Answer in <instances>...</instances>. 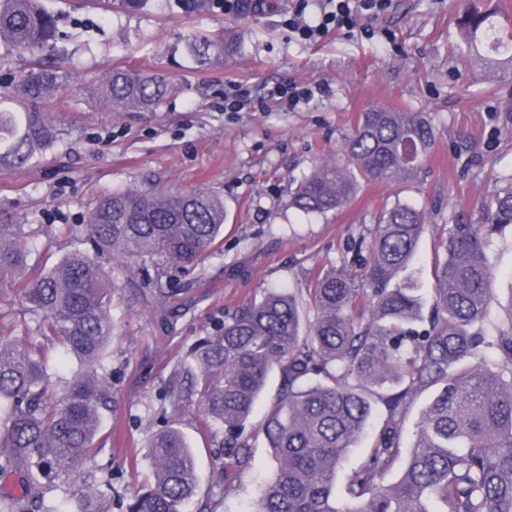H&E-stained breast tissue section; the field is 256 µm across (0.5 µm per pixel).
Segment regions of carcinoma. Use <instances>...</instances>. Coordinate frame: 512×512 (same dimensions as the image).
<instances>
[{"instance_id": "carcinoma-1", "label": "carcinoma", "mask_w": 512, "mask_h": 512, "mask_svg": "<svg viewBox=\"0 0 512 512\" xmlns=\"http://www.w3.org/2000/svg\"><path fill=\"white\" fill-rule=\"evenodd\" d=\"M461 24L470 50L507 54L512 65V33H504L496 12L473 9ZM63 39L59 17L41 0H0V46L51 49L27 60L11 92L0 94L1 169L37 165L61 136L43 104L71 79L68 53L57 48ZM184 50L205 65L224 56V37L188 34ZM177 89L162 66L114 67L93 87L106 107L137 112L156 110ZM433 138L425 112L369 107L344 140L343 159L319 162L290 205L304 214L335 212L353 197L359 175L407 182ZM481 210L477 221L461 213L448 218L427 319L407 273L426 214L397 200L354 242L359 269H349L343 255L310 278L305 294L274 290L252 299L189 346L194 365L174 371L162 398L175 407L194 379H203L206 424L224 428V494L250 465L247 422L276 370L279 393L260 428L276 467L252 512H512V306L503 318L495 314L489 255L495 238L512 228V181ZM224 219V202L210 190L154 184L95 198L89 224L64 232L73 242L90 241L119 267L173 264L188 273L217 244ZM26 267L24 225L0 212V280L13 281L36 316L35 330L76 361L67 377L51 373L41 350L0 335V480L22 478L19 494L0 487V512H61L51 498L57 491L68 512H110L112 476L96 484L87 465L100 452L101 409L111 398L104 360L112 341V268L79 248L46 273ZM157 293L171 318L186 313L177 290ZM435 386L400 479L384 483L402 452L406 414ZM378 403L386 416L348 476L354 506L346 507L336 499V467ZM146 448L152 482L125 494V512H182L198 489L194 448L174 423L152 434Z\"/></svg>"}]
</instances>
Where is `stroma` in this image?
<instances>
[{
	"label": "stroma",
	"instance_id": "obj_1",
	"mask_svg": "<svg viewBox=\"0 0 512 512\" xmlns=\"http://www.w3.org/2000/svg\"><path fill=\"white\" fill-rule=\"evenodd\" d=\"M64 21L75 76L51 108L69 129L41 163L0 169V210L30 234L29 268L47 269L72 249L65 226L87 224L93 200L117 188L158 183L178 191L209 188L224 201V238L201 260L202 279L189 311L166 324L155 305L160 288L186 278L173 267L112 278L113 340L107 369L112 403L102 412L106 446L96 478L111 474L115 491L148 480L145 444L159 427V395L186 360L197 336L263 293L303 292L319 268L336 262L365 233L384 203L401 200L427 214L414 268L424 290L435 285L444 256L448 217L475 216L480 200L512 177V72L490 67L466 51L460 16L465 0H392L374 20V36L332 32L309 42L288 33L282 20L289 0H265L242 13L217 0L186 14L175 0H148L126 13L88 0H46ZM223 31L233 48L203 70L184 56L183 35ZM162 62L182 84L153 112L110 110L85 87L115 65L146 69ZM320 84L324 93L292 112L277 99L288 82ZM244 85L253 107L224 109L229 84ZM371 105L427 113L433 147L420 175L401 185L360 181L342 209L304 215L290 205L294 182L315 162L335 158L360 112ZM497 275V314L512 305V229L491 248ZM196 397L177 416L197 455L199 487L185 512H248L275 462L264 438L251 448V465L225 495L216 482L222 429L203 424Z\"/></svg>",
	"mask_w": 512,
	"mask_h": 512
}]
</instances>
